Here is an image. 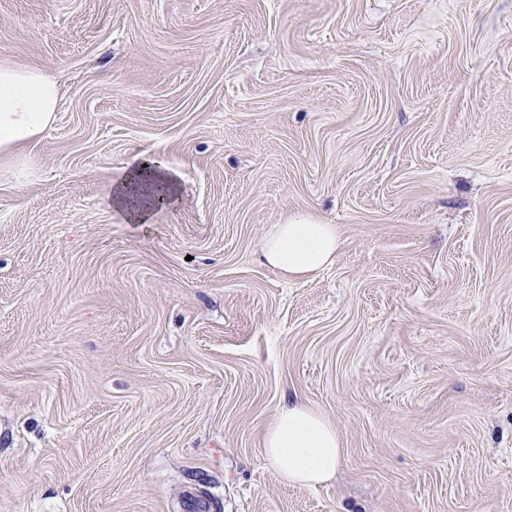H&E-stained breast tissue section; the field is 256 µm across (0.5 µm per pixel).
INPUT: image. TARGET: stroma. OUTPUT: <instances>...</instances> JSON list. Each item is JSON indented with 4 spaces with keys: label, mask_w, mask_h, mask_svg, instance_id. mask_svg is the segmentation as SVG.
I'll return each instance as SVG.
<instances>
[{
    "label": "stroma",
    "mask_w": 512,
    "mask_h": 512,
    "mask_svg": "<svg viewBox=\"0 0 512 512\" xmlns=\"http://www.w3.org/2000/svg\"><path fill=\"white\" fill-rule=\"evenodd\" d=\"M1 62L59 106L0 157V512H512V0H0ZM295 213L343 244L287 278ZM147 164V167H143ZM159 164L143 162L138 168L124 174L112 187V205L121 210L130 223L144 224L148 221V205L152 203L147 192H142L141 186L157 189L160 199L173 196L175 193V179L172 172ZM341 241L334 224H320L309 214H295L274 225L260 255L274 271L297 278L331 264ZM266 454L289 484L318 486L342 462L341 435L317 409L295 400L281 408L264 436Z\"/></svg>",
    "instance_id": "1"
}]
</instances>
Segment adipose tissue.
<instances>
[{"label": "adipose tissue", "mask_w": 512, "mask_h": 512, "mask_svg": "<svg viewBox=\"0 0 512 512\" xmlns=\"http://www.w3.org/2000/svg\"><path fill=\"white\" fill-rule=\"evenodd\" d=\"M55 83L37 68L0 65V156H19L56 120ZM173 196L175 179L162 166L148 164L124 174L112 187V205L129 222L148 221L146 188ZM341 246L335 225L308 214L275 225L261 247V259L274 271L297 278L331 264ZM266 454L279 476L293 485L317 486L331 479L342 462L341 435L317 409L295 401L281 408L264 436Z\"/></svg>", "instance_id": "obj_1"}]
</instances>
